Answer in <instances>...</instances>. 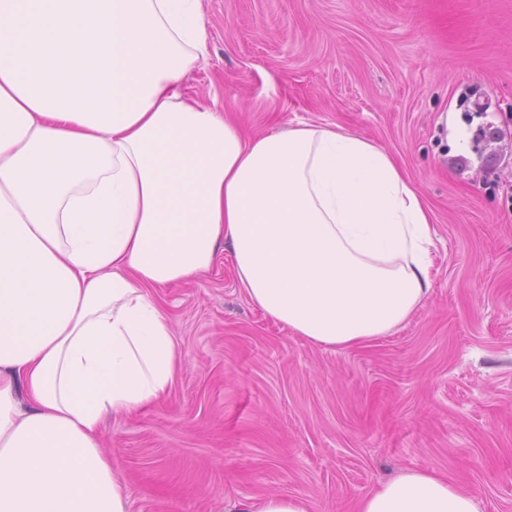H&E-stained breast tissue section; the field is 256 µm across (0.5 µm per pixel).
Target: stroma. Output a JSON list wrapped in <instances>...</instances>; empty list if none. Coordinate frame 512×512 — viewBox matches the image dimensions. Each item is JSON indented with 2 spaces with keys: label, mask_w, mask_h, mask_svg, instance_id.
<instances>
[{
  "label": "stroma",
  "mask_w": 512,
  "mask_h": 512,
  "mask_svg": "<svg viewBox=\"0 0 512 512\" xmlns=\"http://www.w3.org/2000/svg\"><path fill=\"white\" fill-rule=\"evenodd\" d=\"M188 94L255 135L302 122L386 148L433 211L431 290L395 333L326 349L238 288L231 252L155 300L182 353L169 393L107 415L129 512H225L270 494L354 512L434 470L512 512V0H203ZM463 147H455V139Z\"/></svg>",
  "instance_id": "1"
}]
</instances>
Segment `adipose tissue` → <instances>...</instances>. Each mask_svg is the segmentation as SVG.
<instances>
[{
    "instance_id": "1",
    "label": "adipose tissue",
    "mask_w": 512,
    "mask_h": 512,
    "mask_svg": "<svg viewBox=\"0 0 512 512\" xmlns=\"http://www.w3.org/2000/svg\"><path fill=\"white\" fill-rule=\"evenodd\" d=\"M203 0H0V512H128L105 414L181 362L152 289L208 273L291 334L370 344L423 303L432 214L382 146L301 123L245 136L183 79ZM357 512H481L432 470Z\"/></svg>"
}]
</instances>
